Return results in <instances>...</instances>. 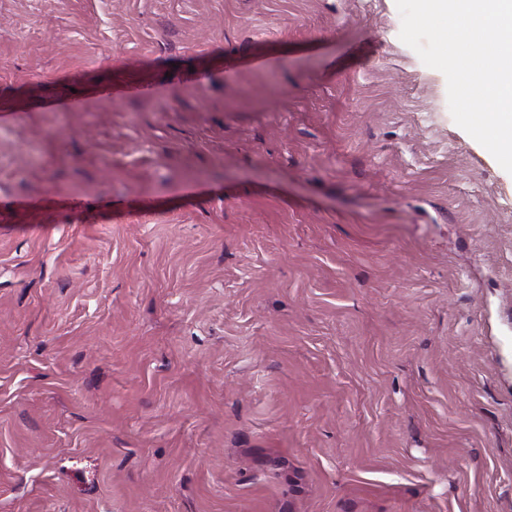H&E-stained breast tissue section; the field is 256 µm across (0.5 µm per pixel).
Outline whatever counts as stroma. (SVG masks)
<instances>
[{
    "label": "stroma",
    "mask_w": 512,
    "mask_h": 512,
    "mask_svg": "<svg viewBox=\"0 0 512 512\" xmlns=\"http://www.w3.org/2000/svg\"><path fill=\"white\" fill-rule=\"evenodd\" d=\"M396 0H0V512H512V174Z\"/></svg>",
    "instance_id": "stroma-1"
}]
</instances>
